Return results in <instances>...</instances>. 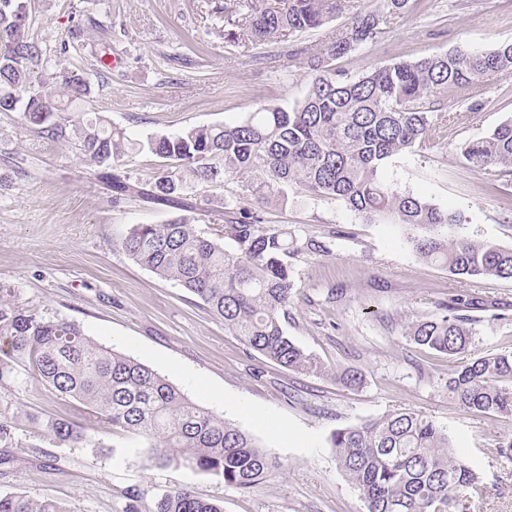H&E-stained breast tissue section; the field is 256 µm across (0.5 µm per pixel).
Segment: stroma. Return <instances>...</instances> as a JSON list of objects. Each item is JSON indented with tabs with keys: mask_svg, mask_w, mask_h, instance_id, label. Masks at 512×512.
<instances>
[{
	"mask_svg": "<svg viewBox=\"0 0 512 512\" xmlns=\"http://www.w3.org/2000/svg\"><path fill=\"white\" fill-rule=\"evenodd\" d=\"M224 3L32 0L27 25L43 49V74L63 67L90 80L78 111L105 115L138 138L235 122L264 103L293 108L313 81L307 58L345 31L347 13L277 44L238 45L213 32L211 11ZM88 16L98 24L85 26V54L77 57L65 45ZM504 43H512V0H411L375 42L333 66L354 78L392 62ZM108 52L121 66L94 72ZM440 103L447 118L442 139L391 157L382 178L457 213V235L512 246V174L474 168L460 155L466 141L512 117V76L480 78ZM289 196L286 207H258L264 223L334 239L330 255L293 259L286 325L325 365L324 376L286 370L248 349L193 294L133 262L121 248L124 236L135 224L165 223L167 211L138 200L112 205L73 141L41 137L18 113H0V283L14 288L23 307L73 321L99 344L165 376L281 463L247 492L204 473L149 465L141 437L101 430L86 405L52 392L22 367L0 384V412L21 408L36 421L14 432L7 451L17 461L0 469L1 494L50 496L74 512H123L135 494L139 512H155L159 495L188 485L224 512H365L329 436L410 408L447 429L455 453L484 479L480 512H512V464L486 454L512 439V418L463 411L445 387L453 360L404 335L414 316L462 298L471 303L463 311L473 331L469 356L512 351V280L455 275L420 258L393 221H369L298 184ZM351 367L364 372L363 383H337L335 372ZM50 418L77 424L97 446L54 443L41 427Z\"/></svg>",
	"mask_w": 512,
	"mask_h": 512,
	"instance_id": "stroma-1",
	"label": "stroma"
}]
</instances>
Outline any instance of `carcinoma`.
Wrapping results in <instances>:
<instances>
[{
	"label": "carcinoma",
	"mask_w": 512,
	"mask_h": 512,
	"mask_svg": "<svg viewBox=\"0 0 512 512\" xmlns=\"http://www.w3.org/2000/svg\"><path fill=\"white\" fill-rule=\"evenodd\" d=\"M237 0L244 21L219 8L224 40L278 43L314 30L336 16L341 0ZM409 0H378L354 13L347 32L317 49L305 98L291 109L260 104L233 124L194 126L145 140L101 115L87 118L70 108L90 93L87 80L61 68L53 82L38 78L42 49L26 30L27 0H0V112H18L33 132L53 140L75 138L82 161L101 170L112 203L137 198L169 211L163 224H136L121 242L136 264L172 280L198 297L245 345L291 371L322 373L285 329L293 298L288 259L328 256L316 237L298 238L284 225L262 224L247 203L288 204V187L299 183L316 196L338 199L370 220L392 218L412 230L410 241L423 259L455 275L512 279V247L448 237L460 219L380 177L392 156L425 148L440 137L431 120L438 95L466 89L489 74L512 75V43L484 52L460 49L416 61L380 66L355 79H338L332 62L371 44L388 17ZM174 162L155 180L136 181L114 168L132 153ZM471 166L512 171V118L461 147ZM241 181L242 195L227 201L197 229L203 209L199 183ZM234 243L228 249L225 241ZM467 318L433 311L407 323L405 336L419 347L456 361L448 372V394L465 411L487 418H512V352L467 357L472 331ZM0 383L15 368L32 369L45 386L83 402L103 429L141 437L149 461L209 474L247 491L276 467V457L248 433L184 396L164 376L87 337L74 322L51 318L18 303L14 289L0 285ZM18 411L0 413V443L12 441ZM61 445L100 446L66 419L46 423ZM330 443L336 461L365 505V512H471L487 487L470 463L457 455L448 432L431 418L395 409L373 420L336 429ZM0 512H74L50 497L0 494ZM156 512H223L187 485L158 497Z\"/></svg>",
	"instance_id": "carcinoma-1"
}]
</instances>
